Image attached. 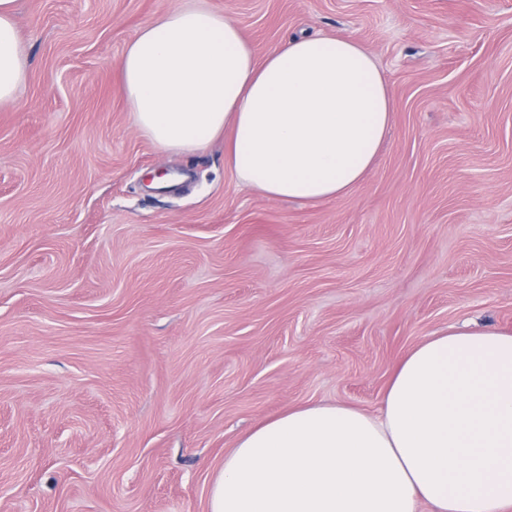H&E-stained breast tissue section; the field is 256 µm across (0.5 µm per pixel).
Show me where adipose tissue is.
I'll list each match as a JSON object with an SVG mask.
<instances>
[{
	"mask_svg": "<svg viewBox=\"0 0 512 512\" xmlns=\"http://www.w3.org/2000/svg\"><path fill=\"white\" fill-rule=\"evenodd\" d=\"M18 0H0V105L28 74ZM135 129L163 151L223 140L239 184L316 204L372 169L393 99L357 41L301 36L257 60L206 0L144 25L119 64ZM512 512V333L449 326L406 354L377 412L311 404L225 453L207 512Z\"/></svg>",
	"mask_w": 512,
	"mask_h": 512,
	"instance_id": "obj_1",
	"label": "adipose tissue"
}]
</instances>
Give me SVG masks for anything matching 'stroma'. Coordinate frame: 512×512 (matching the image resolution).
<instances>
[{
  "mask_svg": "<svg viewBox=\"0 0 512 512\" xmlns=\"http://www.w3.org/2000/svg\"><path fill=\"white\" fill-rule=\"evenodd\" d=\"M180 0H20L0 107V512H206L225 452L306 403L377 411L452 324L512 331V0H209L257 58L379 60L374 168L315 205L163 152L119 61ZM17 5L18 0H0V105L17 99L28 74L16 24Z\"/></svg>",
  "mask_w": 512,
  "mask_h": 512,
  "instance_id": "stroma-1",
  "label": "stroma"
}]
</instances>
